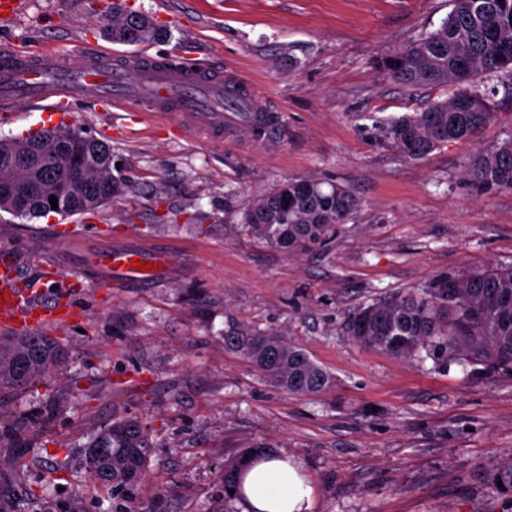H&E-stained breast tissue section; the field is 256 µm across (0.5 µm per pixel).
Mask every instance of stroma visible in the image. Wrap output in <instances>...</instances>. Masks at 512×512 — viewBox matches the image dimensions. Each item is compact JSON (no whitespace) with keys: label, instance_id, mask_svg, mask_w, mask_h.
<instances>
[{"label":"stroma","instance_id":"stroma-1","mask_svg":"<svg viewBox=\"0 0 512 512\" xmlns=\"http://www.w3.org/2000/svg\"><path fill=\"white\" fill-rule=\"evenodd\" d=\"M169 36L148 46L112 40V0H25L0 26V44L56 47L72 62L100 48L179 50L240 74L280 113L272 148L239 134L212 146L180 134L176 115L150 124L78 102L70 124L105 140L132 191L96 215L27 221L0 211V257L22 258L36 278L59 259L80 267L94 235L133 236L181 261L174 278L101 288L92 271L73 316L51 337L71 350L53 391L0 400L15 414L51 409L20 450L38 449L36 476L64 462L59 492L36 502L24 482L9 496L21 512H112V492L91 488L83 446L115 416L153 431L156 453L139 490L145 512H211L216 470L254 442L297 459L315 489L313 512H502L491 482L512 458V373H474L431 358L399 359L351 342L348 316L373 298L421 286L439 273L512 265V190L477 191L478 153L512 136V71L490 79L493 123L476 139L412 161L377 127L447 98L409 92L379 68L406 43L438 29L449 0H129ZM349 188L360 206L328 249L295 256L248 235L244 211L284 180ZM280 331L336 378L318 397L268 383L224 348L230 326ZM52 444L56 456L43 451ZM0 440V459L16 450Z\"/></svg>","mask_w":512,"mask_h":512}]
</instances>
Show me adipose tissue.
Returning a JSON list of instances; mask_svg holds the SVG:
<instances>
[{"label": "adipose tissue", "instance_id": "adipose-tissue-1", "mask_svg": "<svg viewBox=\"0 0 512 512\" xmlns=\"http://www.w3.org/2000/svg\"><path fill=\"white\" fill-rule=\"evenodd\" d=\"M248 512H311L314 489L299 464L275 454L255 463L244 481Z\"/></svg>", "mask_w": 512, "mask_h": 512}]
</instances>
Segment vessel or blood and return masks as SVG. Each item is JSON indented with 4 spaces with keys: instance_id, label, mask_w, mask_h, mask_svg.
Wrapping results in <instances>:
<instances>
[{
    "instance_id": "vessel-or-blood-1",
    "label": "vessel or blood",
    "mask_w": 512,
    "mask_h": 512,
    "mask_svg": "<svg viewBox=\"0 0 512 512\" xmlns=\"http://www.w3.org/2000/svg\"><path fill=\"white\" fill-rule=\"evenodd\" d=\"M88 99L133 113L144 123L177 113L182 133L219 144L244 130L252 141L274 146L283 131L281 118L249 83L177 53L122 56L99 50L75 68L50 47L35 54L0 47L1 121L13 120L17 105L45 101L44 124L58 126L67 123L76 102ZM85 260L98 271L103 288L154 284L169 279L179 263L168 250L121 241L88 253ZM136 260L152 263V271L134 269ZM81 285L79 272H63L56 263H45L30 280L22 275L20 259H1L0 293L8 299L0 303V328L30 334L66 325L70 290Z\"/></svg>"
}]
</instances>
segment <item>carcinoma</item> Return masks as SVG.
I'll use <instances>...</instances> for the list:
<instances>
[{
    "label": "carcinoma",
    "instance_id": "obj_1",
    "mask_svg": "<svg viewBox=\"0 0 512 512\" xmlns=\"http://www.w3.org/2000/svg\"><path fill=\"white\" fill-rule=\"evenodd\" d=\"M112 40L145 45L163 41L166 30L140 14L112 13ZM512 66V0H451L440 28L402 47L382 61L383 72L409 90L450 87L448 98L423 112L397 118L378 128L379 136L408 159L418 160L450 143L476 137L494 121L481 80ZM76 126L58 127L0 142V202L5 193L27 195L21 219L53 212L70 215L91 211L121 194L128 185L111 173L110 146L96 137H73ZM60 160L84 170V190L57 191L44 160L46 147ZM24 153L27 162L13 163ZM482 190H512V137L478 155L470 169ZM58 195V209L48 207ZM352 192L317 179L286 180L256 201L243 215L247 232L288 254L329 246L342 224L358 209ZM346 333L356 343L395 358L421 352L444 363L512 371V267H487L460 275L441 273L421 288L403 289L355 310ZM224 348L242 356L273 386L292 395L319 396L334 377L301 347L276 331L247 326L224 331ZM69 359V353L44 334L0 336V393L25 394L47 382ZM51 411L0 414V438L20 439L35 420ZM155 443L151 428L137 417L113 418L100 425L84 449L88 482L112 487L113 512H142L137 491L147 474ZM240 457L221 464L216 473L218 500L243 498L245 473ZM499 492L512 493V458L492 474Z\"/></svg>",
    "mask_w": 512,
    "mask_h": 512
}]
</instances>
